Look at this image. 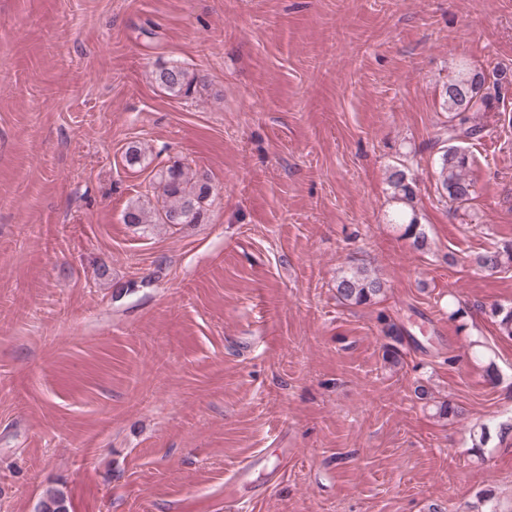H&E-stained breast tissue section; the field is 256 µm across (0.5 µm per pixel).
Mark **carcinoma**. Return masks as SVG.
<instances>
[{
	"mask_svg": "<svg viewBox=\"0 0 512 512\" xmlns=\"http://www.w3.org/2000/svg\"><path fill=\"white\" fill-rule=\"evenodd\" d=\"M152 79L170 97L189 99L198 93L199 82L187 68L170 63L152 72ZM483 74L463 67L448 81L443 99L448 112V125L443 130V143L437 160V190L441 198L460 208L473 199L474 184L470 178L473 155L467 145L483 138L484 126L475 120L480 112L495 110L499 96L485 88ZM391 199L395 208L391 222L403 227V235L412 246L423 250L428 246L427 234L415 209V188L405 170L394 169L389 176ZM157 189L161 203L148 208L133 201L127 205L126 224H198L205 215L210 186L206 178L181 163H173L157 173ZM479 270L497 272L512 268V241L493 243L474 258ZM385 292V282L366 264L340 271L336 276V296L345 304L369 306ZM501 336L512 338V306L493 305L489 311ZM41 512H67L66 497L58 490L41 501Z\"/></svg>",
	"mask_w": 512,
	"mask_h": 512,
	"instance_id": "carcinoma-1",
	"label": "carcinoma"
}]
</instances>
